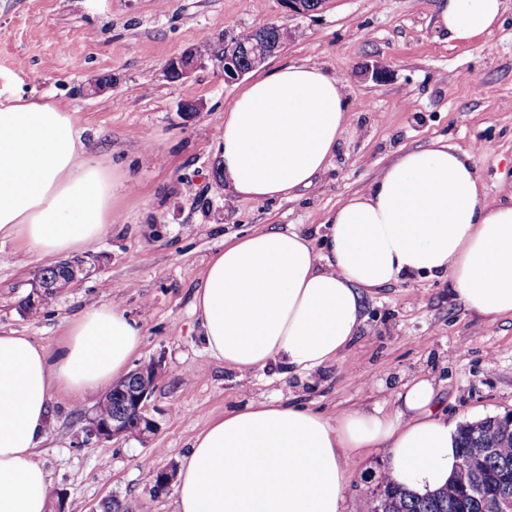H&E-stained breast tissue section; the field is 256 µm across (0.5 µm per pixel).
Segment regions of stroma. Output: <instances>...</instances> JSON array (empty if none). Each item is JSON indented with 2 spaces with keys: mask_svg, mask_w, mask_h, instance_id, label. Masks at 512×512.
<instances>
[{
  "mask_svg": "<svg viewBox=\"0 0 512 512\" xmlns=\"http://www.w3.org/2000/svg\"><path fill=\"white\" fill-rule=\"evenodd\" d=\"M506 4L499 29L462 46L437 23L441 0H323L309 14L289 12L284 0H0V94L75 113L96 159L134 186L116 204L119 221L88 247L104 256L101 270L44 300L37 316L22 304L50 261L0 241V332L53 351L86 307L113 304L141 329L128 369L151 360L164 367L146 402L158 425L146 444L99 441L87 430L94 398L54 395L38 459L66 512H90L109 498L135 512H175V489L157 491V472L178 470L210 419L255 400L275 397L330 417L393 413L404 386L425 378L450 426L512 411V318L477 315L446 278H402L364 295L362 326L344 354L284 377L226 369L205 350L192 306L225 238L290 226L325 249L326 215L405 151L446 142L472 153L488 202L511 195L512 0ZM271 25L292 36L260 72L292 62L323 67L343 86L350 127L311 188L254 203L212 176L224 114L247 78L226 81L210 64L171 82L162 69L201 38ZM92 79L106 82L99 94L85 92ZM387 454H363L342 512H371Z\"/></svg>",
  "mask_w": 512,
  "mask_h": 512,
  "instance_id": "35a3bbf8",
  "label": "stroma"
}]
</instances>
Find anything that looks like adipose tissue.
<instances>
[{"mask_svg":"<svg viewBox=\"0 0 512 512\" xmlns=\"http://www.w3.org/2000/svg\"><path fill=\"white\" fill-rule=\"evenodd\" d=\"M506 0H446L450 41L471 44L501 24ZM349 127L342 84L316 64L253 79L224 117L218 163L232 192L253 202L308 187ZM131 183L86 150L74 113L20 95L0 98V239L47 258L81 250L119 219ZM326 252L307 235L267 226L225 242L193 295L203 340L245 375L314 372L347 349L362 297L403 275L445 276L467 307L512 318V200L488 204L470 153L439 142L404 152L326 219ZM140 331L117 307L84 310L50 356L30 337L0 332V512H47L51 484L36 459L57 390L83 400L126 368ZM397 413L330 418L275 398L209 421L181 459L176 512H341L361 451L389 450L386 473L422 493L457 470L456 437L419 379Z\"/></svg>","mask_w":512,"mask_h":512,"instance_id":"1","label":"adipose tissue"}]
</instances>
